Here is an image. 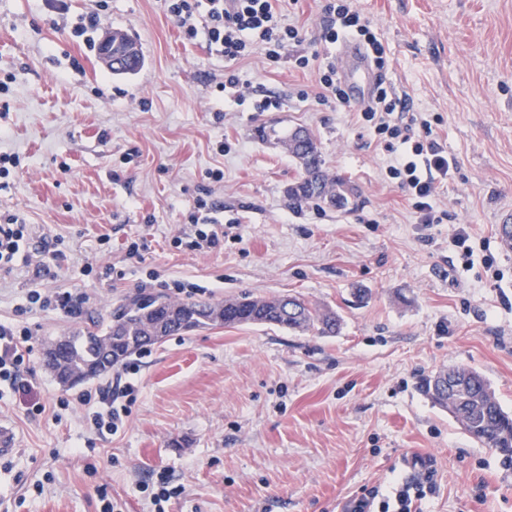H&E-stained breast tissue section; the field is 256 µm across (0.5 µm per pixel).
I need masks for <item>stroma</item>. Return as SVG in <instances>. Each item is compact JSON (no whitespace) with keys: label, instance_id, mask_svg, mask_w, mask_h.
Wrapping results in <instances>:
<instances>
[{"label":"stroma","instance_id":"35a3bbf8","mask_svg":"<svg viewBox=\"0 0 512 512\" xmlns=\"http://www.w3.org/2000/svg\"><path fill=\"white\" fill-rule=\"evenodd\" d=\"M108 4L100 32L137 41L145 64L134 75H112L72 36L96 0H69L63 15L43 0H0V153L21 158L0 178V215L24 217L66 254L43 279L23 265L0 274V321L32 333L33 386L0 394V421L18 439L0 460V512H100L107 499L151 512L146 489L163 473L176 489L168 512H344L366 489L411 477L417 455L434 459L438 485L420 512H512V458L420 390L469 367L512 414V249L500 236L512 213V0H354L387 47L386 83L429 113L458 164L436 200L442 220L427 227L386 181L388 155L357 114L314 102L315 70L267 66L258 50L241 59L240 78L282 101L250 112L217 91L223 59L184 40L163 0ZM322 6L286 8L301 50H326ZM299 127L344 179L345 204L291 207L298 174L282 142ZM201 198L224 231L205 253L186 246ZM463 228L468 259L454 243ZM141 236L138 263L126 246ZM180 284L211 302L294 294L336 310L342 328L167 337L131 356L136 400L119 433L99 435L83 421L93 404L75 397L115 374L62 388L47 342L108 322L128 295L171 298ZM33 288L90 301L76 318L21 313Z\"/></svg>","mask_w":512,"mask_h":512}]
</instances>
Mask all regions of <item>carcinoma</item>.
<instances>
[{
    "label": "carcinoma",
    "instance_id": "1",
    "mask_svg": "<svg viewBox=\"0 0 512 512\" xmlns=\"http://www.w3.org/2000/svg\"><path fill=\"white\" fill-rule=\"evenodd\" d=\"M112 37L120 62V67L112 68V74L138 71L144 58L137 42L119 32ZM283 145L299 171L297 181L288 188L293 204L299 206L310 200L334 204L342 199L343 182L325 173L319 148L310 133L295 131ZM247 324L334 335L342 318L332 309L313 307L291 295L264 298L244 293L212 303L136 294L112 315L109 323L59 337L47 349L45 365L59 384L70 387L111 372L166 336L209 326ZM445 374L450 381L446 387L429 380L425 383L424 392L432 403L448 411L473 439L512 456V416L503 410L487 379L478 371L463 367H452Z\"/></svg>",
    "mask_w": 512,
    "mask_h": 512
}]
</instances>
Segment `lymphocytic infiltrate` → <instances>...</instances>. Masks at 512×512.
Instances as JSON below:
<instances>
[{
  "label": "lymphocytic infiltrate",
  "mask_w": 512,
  "mask_h": 512,
  "mask_svg": "<svg viewBox=\"0 0 512 512\" xmlns=\"http://www.w3.org/2000/svg\"><path fill=\"white\" fill-rule=\"evenodd\" d=\"M282 0H164L167 12L177 21L187 41L204 38L211 54L226 64L224 85L236 91L239 103H250L252 111L279 110L277 97L253 96L252 86L235 72V62L262 49L270 66L289 61L298 70H315L319 103H334L350 110L349 95L336 59L329 54L300 51V32L283 19ZM325 22L321 40L328 45L352 42L359 45L377 71H386L388 58L376 27L354 6L353 0H325ZM362 126L377 144L390 152L385 177L402 188L419 223L436 224L435 200L440 185L447 183L456 169L438 135L425 115L408 116L406 101L378 81L366 105L358 110ZM33 232L24 218L12 215L0 224V272L11 273L19 255L27 253ZM27 328L0 323V383L16 387L30 352ZM136 386L132 381L107 387L98 393V408L90 423L98 434H115L128 415V399ZM413 478L395 482L389 489L373 487L350 500L345 512H412L436 489L437 470L432 459H418Z\"/></svg>",
  "instance_id": "obj_1"
}]
</instances>
